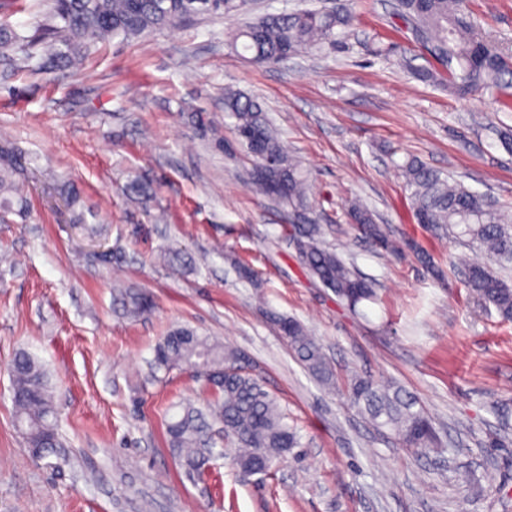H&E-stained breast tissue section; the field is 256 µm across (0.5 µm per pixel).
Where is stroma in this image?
<instances>
[{"label":"stroma","instance_id":"1","mask_svg":"<svg viewBox=\"0 0 512 512\" xmlns=\"http://www.w3.org/2000/svg\"><path fill=\"white\" fill-rule=\"evenodd\" d=\"M355 21L335 47L256 66L232 46L242 21L324 9L334 0H249L243 16L97 44L44 76L0 60V140L26 160L28 220L0 224V512H512V322L476 310L454 262H485L417 224L398 162L414 156L512 209V153L499 139L512 107L416 79L426 65L396 0H349ZM485 37L512 47V0H472ZM257 98L307 171L325 242L374 280L354 314L302 268L287 208L257 193L224 113V90ZM205 111L224 150L187 121ZM150 182L141 203L124 189ZM73 184L76 206L58 187ZM361 200L442 270L375 250L347 219ZM82 213L84 223L74 221ZM188 265L172 268L167 249ZM119 249L123 262L99 254ZM259 271L241 280L227 254ZM149 291L128 318L113 288ZM300 320L337 373L388 379L414 396L444 446L415 451L373 430L323 390L267 320ZM188 325L243 350L297 425L299 445L268 473L230 458L191 482L167 446L164 411L208 393L188 375L151 377L155 344ZM36 356L51 375L61 446L32 457L15 425L10 364Z\"/></svg>","mask_w":512,"mask_h":512}]
</instances>
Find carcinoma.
I'll list each match as a JSON object with an SVG mask.
<instances>
[{
	"mask_svg": "<svg viewBox=\"0 0 512 512\" xmlns=\"http://www.w3.org/2000/svg\"><path fill=\"white\" fill-rule=\"evenodd\" d=\"M49 0L45 22L37 21L25 36L0 23V48L14 47L21 60L47 73V64L71 67L82 53L109 37H135L145 31L174 28L200 14L235 15L237 0ZM406 21L422 35L421 43L442 70L413 68L417 79L438 82L455 95L505 91L512 87V51L487 40L482 25L466 0H400ZM354 21L343 0L331 11L299 10L269 14L247 23L233 36L244 52L257 58V65L288 61V51L305 47H332L335 30L347 29ZM224 113L234 119L233 133L252 158L253 166L265 172L251 176L261 194L276 199L293 211L310 207L308 176L284 150L277 132L256 98L230 87L224 89ZM417 223L435 234L464 239L484 251L488 262L467 265L465 280L470 295L482 309L494 307L498 315L512 321V284L498 277L496 262L512 266V220L485 195L440 173L415 158L398 165ZM21 169V153L0 142V211L25 216L28 205L19 193L15 176ZM351 223L373 247L398 258L410 251L431 271V256L416 245L400 244L380 224L372 210L360 201L348 208ZM295 231L302 241L301 265L347 307L376 300L372 282L363 278L336 250L320 242L318 224H299ZM240 276L261 287L258 273L235 257H229ZM115 302L123 313L140 317L153 308L152 298L133 288H117ZM278 330L305 371L325 390L341 392L377 431H387L407 448H435L439 437L418 401L392 381L354 374L342 380L325 356L320 343L296 319L273 313ZM243 353L190 327L172 330L154 348L149 361L153 377L187 371L212 394L205 407L173 403L165 412L169 447L180 468L191 481L202 479L211 462L226 454L239 472L274 465L299 445L297 429L276 396L246 370L229 373L242 364ZM14 417L33 456L45 459L59 446L56 406L47 373L26 351L18 352L11 365ZM218 427L228 450H214L211 430Z\"/></svg>",
	"mask_w": 512,
	"mask_h": 512,
	"instance_id": "cac0c4a2",
	"label": "carcinoma"
}]
</instances>
